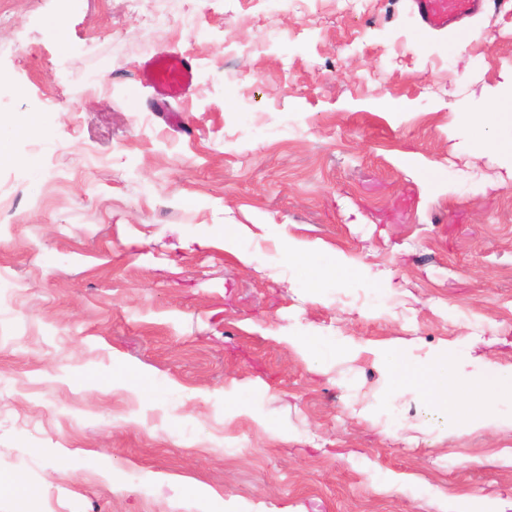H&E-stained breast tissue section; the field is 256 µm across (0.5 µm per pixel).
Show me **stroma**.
Instances as JSON below:
<instances>
[{
	"label": "stroma",
	"mask_w": 512,
	"mask_h": 512,
	"mask_svg": "<svg viewBox=\"0 0 512 512\" xmlns=\"http://www.w3.org/2000/svg\"><path fill=\"white\" fill-rule=\"evenodd\" d=\"M470 24L0 0V116L41 115L0 166V512H512V422L434 426L374 354L512 367V178L479 142L512 15ZM167 52L194 80L163 107ZM159 86L183 92L193 84V70L177 52L155 55L145 63ZM296 261L305 269L314 271L318 278L339 275L348 270L346 258H332L318 245H299L293 250ZM321 262V264H320Z\"/></svg>",
	"instance_id": "1"
}]
</instances>
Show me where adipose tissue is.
<instances>
[{
    "instance_id": "1",
    "label": "adipose tissue",
    "mask_w": 512,
    "mask_h": 512,
    "mask_svg": "<svg viewBox=\"0 0 512 512\" xmlns=\"http://www.w3.org/2000/svg\"><path fill=\"white\" fill-rule=\"evenodd\" d=\"M379 356L389 367L393 390H401L404 379L412 378L429 410L448 423L461 422L469 429L493 425L495 419L485 410V402L512 392V372L491 365L483 368L475 383L452 377V365L444 351L417 362L395 348L380 351Z\"/></svg>"
}]
</instances>
